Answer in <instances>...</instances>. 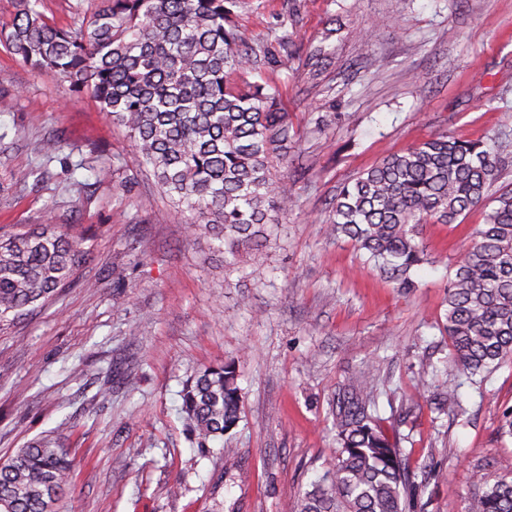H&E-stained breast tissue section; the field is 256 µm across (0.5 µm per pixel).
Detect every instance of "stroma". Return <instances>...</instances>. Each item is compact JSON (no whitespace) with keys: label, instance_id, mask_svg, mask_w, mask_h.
<instances>
[{"label":"stroma","instance_id":"1","mask_svg":"<svg viewBox=\"0 0 512 512\" xmlns=\"http://www.w3.org/2000/svg\"><path fill=\"white\" fill-rule=\"evenodd\" d=\"M248 44L280 62L246 81L278 88L297 133L273 180L300 194L261 255L225 269L183 222L133 143L87 95L0 46V235L72 225L85 263L55 302L0 331V459L58 431L75 460L55 512H281L336 446L332 412L353 377L400 439L415 512H465L512 458V360L460 379L437 410L451 347L448 280L484 222L423 229L417 288L393 286L329 231L344 182L435 134L508 141L495 188L512 186V0H234ZM336 19V68L308 89L302 51ZM58 137L46 160L31 142ZM45 165L42 181L16 173ZM249 298L243 308L241 298ZM235 362L240 422L202 450L182 411L187 380ZM428 391H417L420 379Z\"/></svg>","mask_w":512,"mask_h":512}]
</instances>
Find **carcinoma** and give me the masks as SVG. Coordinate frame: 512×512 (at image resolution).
I'll return each mask as SVG.
<instances>
[{"label": "carcinoma", "instance_id": "1", "mask_svg": "<svg viewBox=\"0 0 512 512\" xmlns=\"http://www.w3.org/2000/svg\"><path fill=\"white\" fill-rule=\"evenodd\" d=\"M73 28L49 22L40 0H16L0 44L23 63L61 74L70 91L92 96L124 127L136 160L152 168L185 218L188 239L205 231L236 257L262 251L265 227L298 204L269 164L296 136L278 90L243 74L273 63L264 46L245 44L227 0H98ZM306 52L315 85L331 64L324 42ZM52 158L59 138L33 144ZM499 154L482 140L446 134L389 154L344 183L330 200V233L365 251L398 288L414 287L426 224H454L484 205L477 239L448 284L443 331L448 377L472 378L512 359V188L492 195ZM85 261L81 240L47 223L0 235V327L55 299ZM334 417L338 448L322 478L285 512H410L407 468L397 441L368 413L371 380L360 377ZM235 366L204 370L183 392L196 447L205 449L240 420ZM73 463L52 433L0 463V512H53ZM466 512H512V459Z\"/></svg>", "mask_w": 512, "mask_h": 512}]
</instances>
